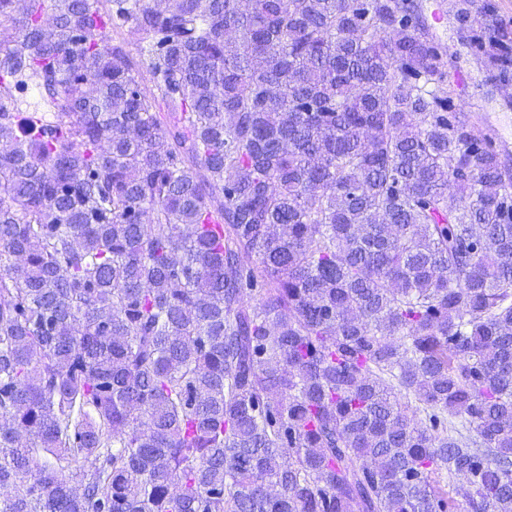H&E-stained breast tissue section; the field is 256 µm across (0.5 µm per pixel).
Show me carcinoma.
I'll return each instance as SVG.
<instances>
[{"label": "carcinoma", "mask_w": 512, "mask_h": 512, "mask_svg": "<svg viewBox=\"0 0 512 512\" xmlns=\"http://www.w3.org/2000/svg\"><path fill=\"white\" fill-rule=\"evenodd\" d=\"M447 55L416 0H0V512H512V168Z\"/></svg>", "instance_id": "obj_1"}]
</instances>
